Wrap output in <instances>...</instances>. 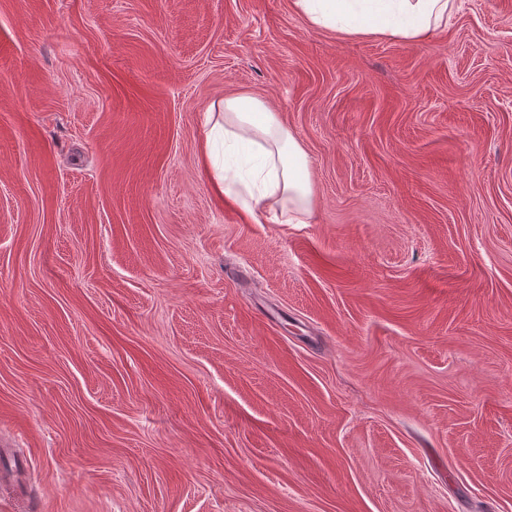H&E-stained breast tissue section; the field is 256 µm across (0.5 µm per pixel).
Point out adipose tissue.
Here are the masks:
<instances>
[{"instance_id":"adipose-tissue-1","label":"adipose tissue","mask_w":512,"mask_h":512,"mask_svg":"<svg viewBox=\"0 0 512 512\" xmlns=\"http://www.w3.org/2000/svg\"><path fill=\"white\" fill-rule=\"evenodd\" d=\"M311 25L348 36H376L406 43L427 40L447 27L456 0H293ZM206 133L209 156L246 149L254 167L245 174L230 165H214L213 186L231 194L244 187L253 206L279 205V224L308 223L315 204L309 158L303 145L259 99L226 98L210 112Z\"/></svg>"}]
</instances>
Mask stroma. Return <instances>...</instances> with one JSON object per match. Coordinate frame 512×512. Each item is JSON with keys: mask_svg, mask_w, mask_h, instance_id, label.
Here are the masks:
<instances>
[{"mask_svg": "<svg viewBox=\"0 0 512 512\" xmlns=\"http://www.w3.org/2000/svg\"><path fill=\"white\" fill-rule=\"evenodd\" d=\"M0 0V512H512V0ZM305 147V224L206 112ZM311 25L347 36H376L406 43L427 40L445 28L456 0H293ZM215 108L217 112H215ZM211 127L206 132L210 158L224 155V164H213V186L225 195L238 185L247 191L253 207L280 206L277 224H305L312 215L315 190L309 158L303 145L259 99L240 95L208 109ZM243 147L254 158V167L240 174L227 162L229 151Z\"/></svg>", "mask_w": 512, "mask_h": 512, "instance_id": "stroma-1", "label": "stroma"}]
</instances>
